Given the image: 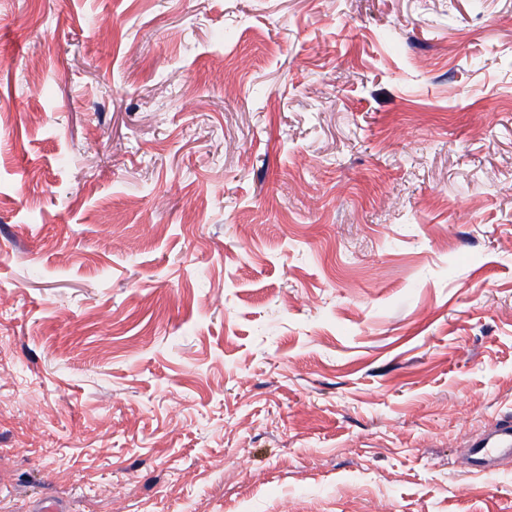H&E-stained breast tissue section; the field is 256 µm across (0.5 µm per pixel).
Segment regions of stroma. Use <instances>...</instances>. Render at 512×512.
<instances>
[{"mask_svg": "<svg viewBox=\"0 0 512 512\" xmlns=\"http://www.w3.org/2000/svg\"><path fill=\"white\" fill-rule=\"evenodd\" d=\"M512 0H0V512H512ZM512 455V420L494 423L482 438L472 440L463 460L466 468H490L492 457Z\"/></svg>", "mask_w": 512, "mask_h": 512, "instance_id": "stroma-1", "label": "stroma"}]
</instances>
